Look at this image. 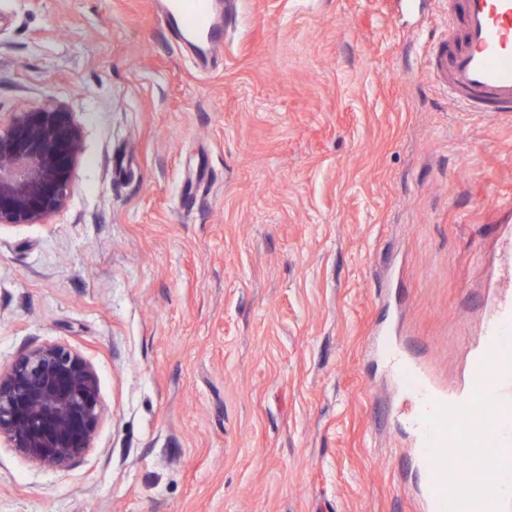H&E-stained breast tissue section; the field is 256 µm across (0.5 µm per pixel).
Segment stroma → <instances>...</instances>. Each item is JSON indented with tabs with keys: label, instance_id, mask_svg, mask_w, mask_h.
I'll use <instances>...</instances> for the list:
<instances>
[{
	"label": "stroma",
	"instance_id": "stroma-1",
	"mask_svg": "<svg viewBox=\"0 0 512 512\" xmlns=\"http://www.w3.org/2000/svg\"><path fill=\"white\" fill-rule=\"evenodd\" d=\"M155 0H0V117L84 130L67 207L0 228V368L99 379L65 471L0 442V512H420L377 329L459 382L512 229V115L428 76L445 0H240L200 67Z\"/></svg>",
	"mask_w": 512,
	"mask_h": 512
}]
</instances>
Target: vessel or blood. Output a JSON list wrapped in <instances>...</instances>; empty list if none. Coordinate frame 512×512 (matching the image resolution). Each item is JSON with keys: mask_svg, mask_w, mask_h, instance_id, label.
Returning <instances> with one entry per match:
<instances>
[{"mask_svg": "<svg viewBox=\"0 0 512 512\" xmlns=\"http://www.w3.org/2000/svg\"><path fill=\"white\" fill-rule=\"evenodd\" d=\"M158 18L179 42L196 41L204 60L223 50L235 15L229 7L217 12L214 0H160ZM428 70L466 111L512 112V0H448V35L432 45ZM489 301L464 384L438 383L398 345L381 349L407 382L425 512H512V490L493 485L481 497L461 491L476 456L512 476V352L502 346L512 334V274L490 282Z\"/></svg>", "mask_w": 512, "mask_h": 512, "instance_id": "obj_1", "label": "vessel or blood"}]
</instances>
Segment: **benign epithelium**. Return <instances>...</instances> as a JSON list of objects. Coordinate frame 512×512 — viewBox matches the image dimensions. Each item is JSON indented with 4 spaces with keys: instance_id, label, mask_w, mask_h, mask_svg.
I'll list each match as a JSON object with an SVG mask.
<instances>
[{
    "instance_id": "1",
    "label": "benign epithelium",
    "mask_w": 512,
    "mask_h": 512,
    "mask_svg": "<svg viewBox=\"0 0 512 512\" xmlns=\"http://www.w3.org/2000/svg\"><path fill=\"white\" fill-rule=\"evenodd\" d=\"M83 142L62 102L0 121V227L42 224L66 208ZM101 415L96 371L66 346L34 348L0 369V439L35 465L68 469L92 447Z\"/></svg>"
}]
</instances>
